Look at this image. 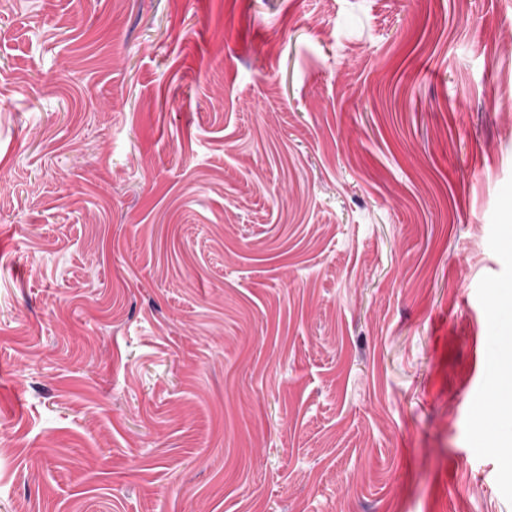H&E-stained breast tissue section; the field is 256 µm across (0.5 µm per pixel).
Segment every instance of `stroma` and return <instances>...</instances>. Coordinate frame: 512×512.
I'll use <instances>...</instances> for the list:
<instances>
[{"instance_id":"35a3bbf8","label":"stroma","mask_w":512,"mask_h":512,"mask_svg":"<svg viewBox=\"0 0 512 512\" xmlns=\"http://www.w3.org/2000/svg\"><path fill=\"white\" fill-rule=\"evenodd\" d=\"M512 0H0V512H512Z\"/></svg>"}]
</instances>
